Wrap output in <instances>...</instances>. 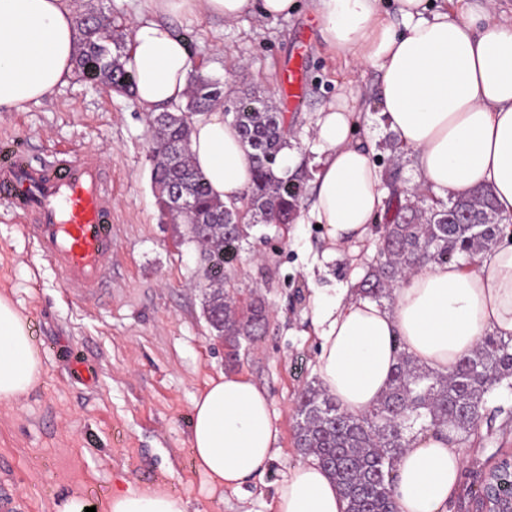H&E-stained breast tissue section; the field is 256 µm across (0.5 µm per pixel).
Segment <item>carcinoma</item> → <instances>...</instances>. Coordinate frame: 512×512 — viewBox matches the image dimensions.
<instances>
[{"instance_id":"1","label":"carcinoma","mask_w":512,"mask_h":512,"mask_svg":"<svg viewBox=\"0 0 512 512\" xmlns=\"http://www.w3.org/2000/svg\"><path fill=\"white\" fill-rule=\"evenodd\" d=\"M77 28L80 47L75 63L80 76L117 93H133L136 76L125 67L128 46L114 20L100 12L78 18ZM224 97V88L216 80L192 73L186 104L176 108L182 118L162 128L152 148L151 180L162 216L187 225L189 239L199 243L205 261L216 266L229 265L239 257L254 225L283 228L293 223L307 178L302 169L290 174L280 167V154L289 146L281 114L259 97H245L237 102L233 121L250 149L251 185L239 206H227L213 197L190 155V117ZM385 188L384 222L376 226V255L354 289L363 300L381 306L393 300L395 286L408 273L432 264L457 263L461 257L473 260L496 243L500 225L486 224L483 217L487 211L496 212L487 187L446 202L390 182ZM174 192L191 198L190 213L176 215L167 207ZM464 210L469 212L468 224L457 222ZM203 279L206 321L235 356L241 341L254 342L265 328V301L253 295L236 300L224 289L223 277L206 268ZM396 345L397 366L385 395L372 410L350 415L313 381L299 400L296 446L316 457L337 481L347 499V512H395L393 470L402 448L419 433L446 428L456 434L462 452H467L485 410V395L502 384L512 386V335L484 336L446 374L419 366L401 340ZM490 474L503 479L500 496L493 502L508 504L512 500L508 458L501 459Z\"/></svg>"}]
</instances>
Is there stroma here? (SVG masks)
I'll use <instances>...</instances> for the list:
<instances>
[{"label": "stroma", "instance_id": "obj_1", "mask_svg": "<svg viewBox=\"0 0 512 512\" xmlns=\"http://www.w3.org/2000/svg\"><path fill=\"white\" fill-rule=\"evenodd\" d=\"M309 4L298 0L294 13L276 20L250 12L227 23L199 13L170 24L203 74L274 102L305 167L317 156L313 128L321 105L339 89L352 91L360 135L375 140L380 170L397 172L399 185L408 186L415 160L395 156L387 144L376 69L326 49ZM303 47V99L292 107L278 77ZM0 138L35 158L59 148L94 152L112 178L114 219L112 288L83 302L68 297L0 202V295L29 320L44 364L40 385L17 402L0 403V479L27 512H53L76 483L96 512H107L113 490L147 485L188 500L192 512H270L275 482L304 460L295 444L296 407L317 377L319 347L308 296L314 288L349 286L374 244L364 243L358 259L338 257L309 278L305 270L321 251V229L254 227L229 274L240 296H260L271 316L266 334L242 343L232 359L203 315L205 282L195 243L185 225L160 220L150 135L135 97L76 77L24 110L0 112ZM77 360L97 369L95 383L74 372ZM222 372L247 376L267 394L280 431L279 456L262 482L241 492L212 488L191 451L193 400ZM486 406L497 417L481 425L448 512H475L470 487L476 473L512 456V388L494 389Z\"/></svg>", "mask_w": 512, "mask_h": 512}]
</instances>
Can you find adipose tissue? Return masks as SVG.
<instances>
[{"mask_svg":"<svg viewBox=\"0 0 512 512\" xmlns=\"http://www.w3.org/2000/svg\"><path fill=\"white\" fill-rule=\"evenodd\" d=\"M326 44L379 73L380 113L417 161L419 188L465 196L490 188L499 217L512 222V22L492 19L487 4L459 17L447 4L394 0L392 23L379 0H310ZM133 24L126 67L136 75L142 112L182 105L192 71L186 43L167 16L206 13L232 22L255 11L289 16L297 0H149ZM78 30L69 0H0V112L24 109L69 82ZM351 95L320 110L319 154L305 221L322 225L323 262L364 241L381 206L375 145L355 136ZM191 154L210 191L239 203L251 183L246 147L222 109L194 116ZM382 307L348 288H318L312 322L316 372L342 410L361 415L384 394L401 339L418 364L442 372L470 353L485 333L512 335V240L472 265L435 264L409 274ZM43 364L27 319L0 297V402H15L41 380ZM269 400L240 374L211 379L193 401L190 442L196 467L217 486L243 490L263 479L279 452ZM464 465L447 431L420 434L396 462L397 512H448ZM337 483L315 458L274 488L272 512H346ZM108 512H188L164 487L113 492Z\"/></svg>","mask_w":512,"mask_h":512,"instance_id":"ef3b65f1","label":"adipose tissue"}]
</instances>
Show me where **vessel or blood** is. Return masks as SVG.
Returning <instances> with one entry per match:
<instances>
[{
    "mask_svg": "<svg viewBox=\"0 0 512 512\" xmlns=\"http://www.w3.org/2000/svg\"><path fill=\"white\" fill-rule=\"evenodd\" d=\"M0 200L75 299L90 301L112 282V185L97 157L54 151L38 159L0 148Z\"/></svg>",
    "mask_w": 512,
    "mask_h": 512,
    "instance_id": "vessel-or-blood-1",
    "label": "vessel or blood"
}]
</instances>
